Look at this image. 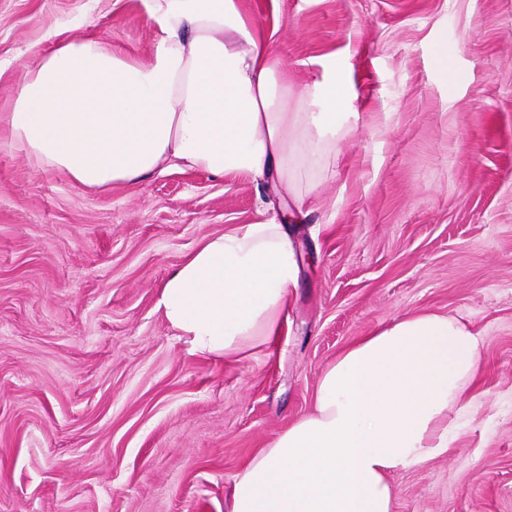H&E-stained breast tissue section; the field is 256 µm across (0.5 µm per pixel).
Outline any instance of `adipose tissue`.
<instances>
[{
	"mask_svg": "<svg viewBox=\"0 0 512 512\" xmlns=\"http://www.w3.org/2000/svg\"><path fill=\"white\" fill-rule=\"evenodd\" d=\"M149 62L91 37H60L28 67L7 122L31 156L108 188L173 166L263 181L296 211L352 129L348 77L294 89L271 35L239 0H147ZM295 243L263 219L204 236L166 277L159 307L192 352L239 360L289 318ZM481 367L458 317L405 313L344 348L313 407L231 481L228 512H392L389 475L448 449V413Z\"/></svg>",
	"mask_w": 512,
	"mask_h": 512,
	"instance_id": "adipose-tissue-1",
	"label": "adipose tissue"
}]
</instances>
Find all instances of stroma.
<instances>
[{"label": "stroma", "mask_w": 512, "mask_h": 512, "mask_svg": "<svg viewBox=\"0 0 512 512\" xmlns=\"http://www.w3.org/2000/svg\"><path fill=\"white\" fill-rule=\"evenodd\" d=\"M298 89L350 76L352 136L289 230L315 256L275 344L190 351L158 306L198 245L279 209L182 167L78 185L5 118L56 29L140 62L145 0H0V512H226L323 368L407 312L469 322L482 373L393 512H512V0H240ZM448 49V71L434 56Z\"/></svg>", "instance_id": "1"}]
</instances>
